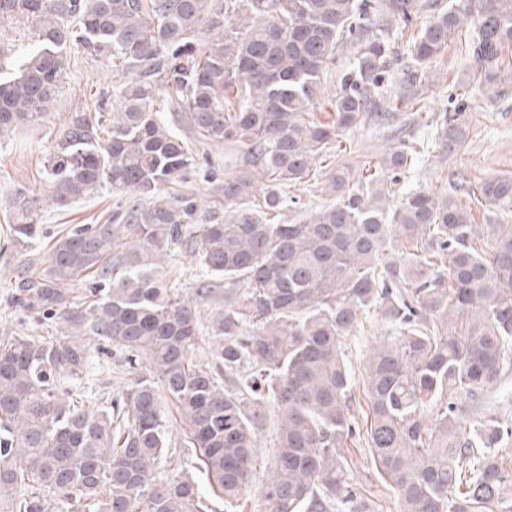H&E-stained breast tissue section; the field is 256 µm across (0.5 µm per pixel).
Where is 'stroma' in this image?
Here are the masks:
<instances>
[{
	"mask_svg": "<svg viewBox=\"0 0 512 512\" xmlns=\"http://www.w3.org/2000/svg\"><path fill=\"white\" fill-rule=\"evenodd\" d=\"M467 68L464 37L458 34L428 75L410 87L422 112L434 116L453 109L458 84L468 76ZM500 75L504 88L501 97L490 99L477 94L471 99L472 124L466 140L453 154L436 151L426 156L405 179V188L439 194L446 191L448 176L457 171L464 172L472 188L497 176H512V50L503 57ZM115 84L105 59L86 54L69 58L51 112L41 122L19 126L0 136V336H58L53 320L18 305L16 272L30 254L46 255L55 236L78 224H105L112 218L117 198L106 188L64 208L48 207L42 216L45 237L23 250L10 234L9 204L19 189L43 197L51 194L45 165L66 118L73 112L94 111L100 100L108 106L115 104ZM433 135V129L418 123L413 112L398 109L386 125L366 124L348 132L340 146L330 150L329 159L355 164L373 162L400 142ZM185 140L193 150L196 167L184 186L198 190L203 200L213 201V193L205 189V177L211 173L220 179L231 173L235 157L225 152L223 145L201 143L194 135H186ZM129 381L123 356L114 350L93 355L82 386L89 394L115 402L121 400Z\"/></svg>",
	"mask_w": 512,
	"mask_h": 512,
	"instance_id": "stroma-1",
	"label": "stroma"
}]
</instances>
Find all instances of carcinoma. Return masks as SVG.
<instances>
[{"instance_id":"carcinoma-1","label":"carcinoma","mask_w":512,"mask_h":512,"mask_svg":"<svg viewBox=\"0 0 512 512\" xmlns=\"http://www.w3.org/2000/svg\"><path fill=\"white\" fill-rule=\"evenodd\" d=\"M418 0H0L35 35L20 60L0 42V133L49 114L68 53L111 61L118 107L76 112L47 159L58 207L107 186L124 195L112 221L81 224L19 280L21 303L58 320L60 336L0 337V493L6 512H209L168 450L165 397L187 423L185 447L226 503L253 488L257 436L273 420L261 512H369L351 476L349 445L367 446L397 512H509L512 420L485 404L512 371V224H494L483 250L470 208L451 194H402L396 182L470 131L466 100L501 96L512 47V0L440 7L417 32ZM464 32L469 81L434 140L402 143L376 162L337 163L335 202L277 221L288 188L311 176L338 138L389 119L385 73L416 78ZM403 54H398V45ZM353 63L315 115L327 65L343 46ZM239 154L204 205L169 186L195 157L171 130ZM480 199L512 208V176L480 183ZM42 198H13L14 242L42 233ZM411 247L399 261L396 246ZM186 247L205 273L191 296L163 277ZM89 278L79 298L71 283ZM224 294L203 323L198 302ZM393 327L362 370L347 339L371 310ZM217 339L199 361L202 336ZM124 355L132 385L105 407L71 385L93 342ZM363 383L365 416L351 414Z\"/></svg>"}]
</instances>
